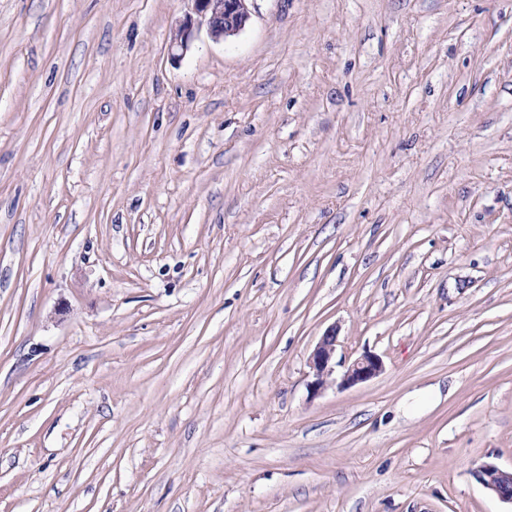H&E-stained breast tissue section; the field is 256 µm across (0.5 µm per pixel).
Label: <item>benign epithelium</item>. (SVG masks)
I'll list each match as a JSON object with an SVG mask.
<instances>
[{
    "mask_svg": "<svg viewBox=\"0 0 512 512\" xmlns=\"http://www.w3.org/2000/svg\"><path fill=\"white\" fill-rule=\"evenodd\" d=\"M195 16H186L175 27L171 35L172 48L186 52L194 40L195 24L204 23L210 37L216 41L242 31L250 14L246 0H191ZM336 329L327 330L316 344L310 365L314 374L311 383L313 392H318L330 384L333 369L331 366L336 351ZM384 370L383 360L372 353H364L343 372L339 386L350 387L367 382L379 376ZM481 484L492 491L499 499L512 503V470L507 471L492 463H484L476 471Z\"/></svg>",
    "mask_w": 512,
    "mask_h": 512,
    "instance_id": "benign-epithelium-1",
    "label": "benign epithelium"
}]
</instances>
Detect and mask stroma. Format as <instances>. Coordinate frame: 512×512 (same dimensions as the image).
<instances>
[{
	"label": "stroma",
	"instance_id": "1",
	"mask_svg": "<svg viewBox=\"0 0 512 512\" xmlns=\"http://www.w3.org/2000/svg\"><path fill=\"white\" fill-rule=\"evenodd\" d=\"M247 6L0 0V512H512V0ZM248 0H191L198 20L187 15L175 27L171 35V46L186 52L194 40L195 24L205 23L210 37L216 41L242 31L250 14L246 7ZM336 342V328H331L321 336L312 352L310 365L315 377L311 383L313 393H317L331 382V363L336 351ZM383 370L382 359L378 355L366 352L346 367L338 385L350 387L364 383L379 376ZM476 477L499 499L512 504V469L507 471L495 464L484 463L477 469Z\"/></svg>",
	"mask_w": 512,
	"mask_h": 512
}]
</instances>
